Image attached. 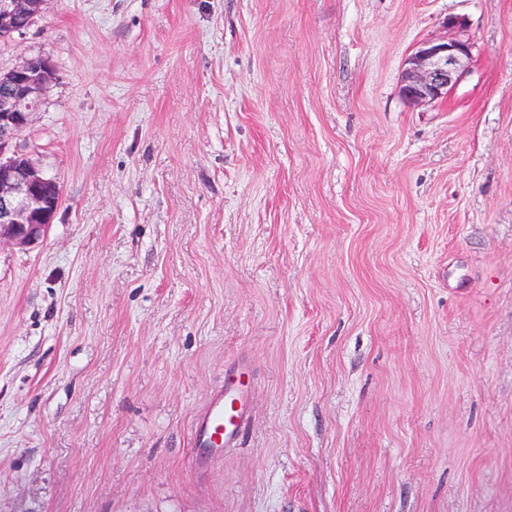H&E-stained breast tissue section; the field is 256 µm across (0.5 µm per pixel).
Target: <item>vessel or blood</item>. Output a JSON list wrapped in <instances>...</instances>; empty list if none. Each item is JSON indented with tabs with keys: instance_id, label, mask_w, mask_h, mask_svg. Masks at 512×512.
Instances as JSON below:
<instances>
[{
	"instance_id": "obj_1",
	"label": "vessel or blood",
	"mask_w": 512,
	"mask_h": 512,
	"mask_svg": "<svg viewBox=\"0 0 512 512\" xmlns=\"http://www.w3.org/2000/svg\"><path fill=\"white\" fill-rule=\"evenodd\" d=\"M248 373L247 367H238L208 399L192 430L199 447L220 454L238 446L249 410L248 386L244 381Z\"/></svg>"
}]
</instances>
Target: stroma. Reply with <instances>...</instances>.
Instances as JSON below:
<instances>
[{"label":"stroma","mask_w":512,"mask_h":512,"mask_svg":"<svg viewBox=\"0 0 512 512\" xmlns=\"http://www.w3.org/2000/svg\"><path fill=\"white\" fill-rule=\"evenodd\" d=\"M451 15L467 72L412 105ZM38 52L62 200L0 247V512H512V0H46L0 70ZM471 57V43L457 36L423 42L406 60L401 96L411 104L433 103L445 98ZM249 373L246 366L238 367L224 376V384L208 399L192 430L200 448L221 454L224 448H237L239 445L249 410L248 385L244 382Z\"/></svg>","instance_id":"stroma-1"}]
</instances>
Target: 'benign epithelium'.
Listing matches in <instances>:
<instances>
[{"instance_id":"1","label":"benign epithelium","mask_w":512,"mask_h":512,"mask_svg":"<svg viewBox=\"0 0 512 512\" xmlns=\"http://www.w3.org/2000/svg\"><path fill=\"white\" fill-rule=\"evenodd\" d=\"M44 0H0V39L10 41L42 13ZM472 57L469 41L451 36L426 41L405 63L401 96L411 104L433 103L448 95ZM54 65L44 53L0 71L9 93L0 98V245L30 246L53 224L60 199L46 190L44 173L19 145L54 80Z\"/></svg>"}]
</instances>
